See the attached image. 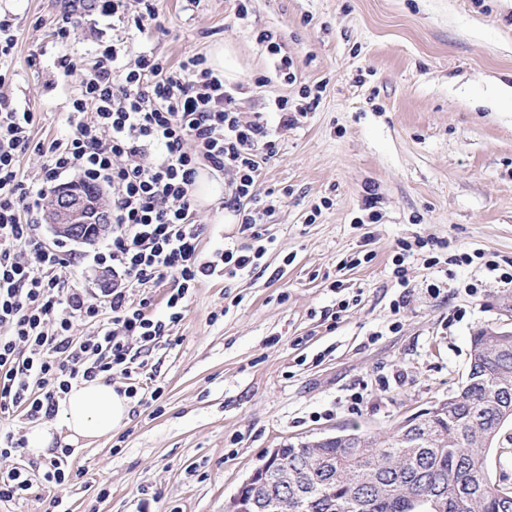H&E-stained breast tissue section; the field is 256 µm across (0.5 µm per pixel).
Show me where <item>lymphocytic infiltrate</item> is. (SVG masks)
<instances>
[{
  "label": "lymphocytic infiltrate",
  "instance_id": "lymphocytic-infiltrate-1",
  "mask_svg": "<svg viewBox=\"0 0 512 512\" xmlns=\"http://www.w3.org/2000/svg\"><path fill=\"white\" fill-rule=\"evenodd\" d=\"M35 115L0 92V456L20 440L7 429L15 412L50 419L72 384L131 377L130 342H157L182 321L185 303L204 279L232 280L255 271L264 255L262 226L275 207L261 197L259 176L276 149L275 132L243 120L234 88L204 56L169 63L148 50L113 43L98 55L68 100L65 141H33ZM42 163L18 172L26 151ZM233 175L224 206L240 217L257 246L225 245L203 254L194 222L193 186L200 167ZM112 189V242L97 254L117 282L104 295L60 282L57 266L76 253L48 246L39 232L41 202L63 174ZM171 281L166 318L146 314L135 292ZM93 336L77 338V322Z\"/></svg>",
  "mask_w": 512,
  "mask_h": 512
}]
</instances>
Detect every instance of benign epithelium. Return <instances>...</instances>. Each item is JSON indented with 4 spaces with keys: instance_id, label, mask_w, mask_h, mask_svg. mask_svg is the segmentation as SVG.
Here are the masks:
<instances>
[{
    "instance_id": "obj_1",
    "label": "benign epithelium",
    "mask_w": 512,
    "mask_h": 512,
    "mask_svg": "<svg viewBox=\"0 0 512 512\" xmlns=\"http://www.w3.org/2000/svg\"><path fill=\"white\" fill-rule=\"evenodd\" d=\"M45 220L55 236L88 243L112 228L104 196L100 193L84 194L71 183L57 189L45 210ZM275 458L276 454H271L242 483L233 499L231 512H258L262 509L264 501L258 498V491L265 488L270 464Z\"/></svg>"
}]
</instances>
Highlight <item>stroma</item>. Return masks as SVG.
<instances>
[{
  "instance_id": "35a3bbf8",
  "label": "stroma",
  "mask_w": 512,
  "mask_h": 512,
  "mask_svg": "<svg viewBox=\"0 0 512 512\" xmlns=\"http://www.w3.org/2000/svg\"><path fill=\"white\" fill-rule=\"evenodd\" d=\"M237 5L160 0V29L140 33L97 5L0 0L16 37L4 91L35 113L34 140L67 138V99L113 40L173 64L220 44L240 112L279 131L259 187L281 192L262 269L204 280L170 336L133 343L136 383L162 387L161 397L77 446L70 481L34 483L0 512H227L267 451L355 425L385 432L457 389L474 333L512 330V283L500 279L512 272V100L498 93L512 85V0H247L243 14ZM69 15L64 46L54 31ZM265 33L292 59L294 82L277 78ZM66 52L82 62L61 76ZM318 83L317 108L280 128L273 100L299 101ZM194 219L204 250L253 244L221 201ZM419 237L447 246L415 249L396 277L399 241ZM111 241L74 244L81 263L56 275L103 288L92 257ZM461 252L474 262L451 263Z\"/></svg>"
}]
</instances>
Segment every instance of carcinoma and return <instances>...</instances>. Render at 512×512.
<instances>
[{"mask_svg":"<svg viewBox=\"0 0 512 512\" xmlns=\"http://www.w3.org/2000/svg\"><path fill=\"white\" fill-rule=\"evenodd\" d=\"M472 370L448 398V415L432 425V441L403 422L386 435L357 426L319 448L283 445L273 482L275 512H512V490L493 483L487 459L512 427V335L471 337Z\"/></svg>","mask_w":512,"mask_h":512,"instance_id":"cac0c4a2","label":"carcinoma"}]
</instances>
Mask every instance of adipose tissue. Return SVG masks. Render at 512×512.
Returning a JSON list of instances; mask_svg holds the SVG:
<instances>
[{"label":"adipose tissue","mask_w":512,"mask_h":512,"mask_svg":"<svg viewBox=\"0 0 512 512\" xmlns=\"http://www.w3.org/2000/svg\"><path fill=\"white\" fill-rule=\"evenodd\" d=\"M129 415V398L104 380L74 385L60 406L57 420L28 429L27 450L37 456L58 441L73 445L86 438L107 436L124 427Z\"/></svg>","instance_id":"ef3b65f1"}]
</instances>
